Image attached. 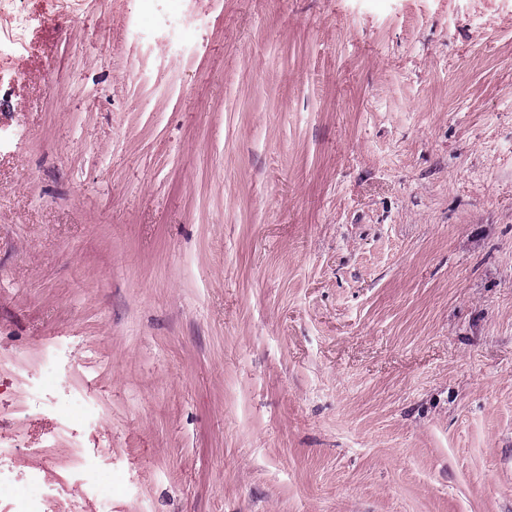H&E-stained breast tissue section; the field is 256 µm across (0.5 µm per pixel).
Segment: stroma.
Returning a JSON list of instances; mask_svg holds the SVG:
<instances>
[{
	"instance_id": "obj_1",
	"label": "stroma",
	"mask_w": 512,
	"mask_h": 512,
	"mask_svg": "<svg viewBox=\"0 0 512 512\" xmlns=\"http://www.w3.org/2000/svg\"><path fill=\"white\" fill-rule=\"evenodd\" d=\"M154 4L0 0V512H512V0Z\"/></svg>"
}]
</instances>
